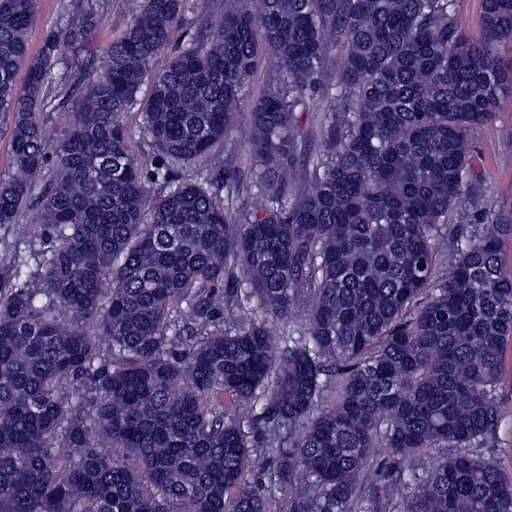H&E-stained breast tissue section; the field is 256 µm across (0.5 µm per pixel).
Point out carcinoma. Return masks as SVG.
<instances>
[{"instance_id":"carcinoma-1","label":"carcinoma","mask_w":512,"mask_h":512,"mask_svg":"<svg viewBox=\"0 0 512 512\" xmlns=\"http://www.w3.org/2000/svg\"><path fill=\"white\" fill-rule=\"evenodd\" d=\"M212 4L206 35L173 49L184 0H142L97 66L57 78L84 27L32 55L34 0H0L16 170L0 224L33 201L49 241L0 290V512H270L246 481L261 434L289 512H354L381 449L374 496L512 512V475L482 452L505 417L512 207L487 206L472 166L473 134L512 95V0H482L477 38L455 0ZM262 47L275 67L249 108V182L183 179L234 166L216 149ZM55 78L90 85L56 132L39 118ZM145 83L160 197L118 121ZM314 104L316 154L300 129ZM245 192L262 205H234ZM253 301L263 318L239 315ZM299 314L301 334L272 335ZM220 391L231 408L204 404ZM499 392L506 398H512V335L505 341L502 353Z\"/></svg>"}]
</instances>
